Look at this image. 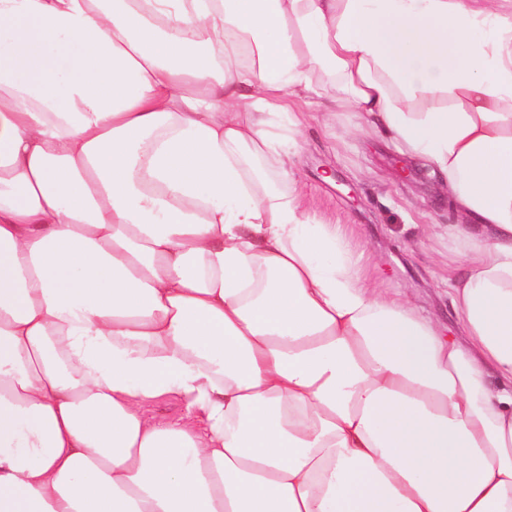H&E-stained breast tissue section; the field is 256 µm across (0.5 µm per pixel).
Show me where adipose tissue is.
<instances>
[{
	"mask_svg": "<svg viewBox=\"0 0 512 512\" xmlns=\"http://www.w3.org/2000/svg\"><path fill=\"white\" fill-rule=\"evenodd\" d=\"M317 76L464 216L466 343L253 167ZM0 512H512V0H0ZM143 415L156 423H173L187 418L186 401L177 393L150 400L142 406Z\"/></svg>",
	"mask_w": 512,
	"mask_h": 512,
	"instance_id": "adipose-tissue-1",
	"label": "adipose tissue"
}]
</instances>
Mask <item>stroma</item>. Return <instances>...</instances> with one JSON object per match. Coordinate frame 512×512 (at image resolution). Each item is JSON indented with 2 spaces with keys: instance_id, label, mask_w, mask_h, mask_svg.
Returning a JSON list of instances; mask_svg holds the SVG:
<instances>
[{
  "instance_id": "obj_1",
  "label": "stroma",
  "mask_w": 512,
  "mask_h": 512,
  "mask_svg": "<svg viewBox=\"0 0 512 512\" xmlns=\"http://www.w3.org/2000/svg\"><path fill=\"white\" fill-rule=\"evenodd\" d=\"M335 90L326 86L309 95L306 128L284 163L256 160L271 186L301 193L306 215L317 224H337L357 259L363 277L389 296L410 297L419 313L439 323L444 335L457 336L448 279L460 263L448 246L445 227L461 223L448 207L438 177L400 153L390 138L356 132L354 113L322 118L321 100ZM297 172V182L280 166ZM437 225L436 235L425 232Z\"/></svg>"
}]
</instances>
